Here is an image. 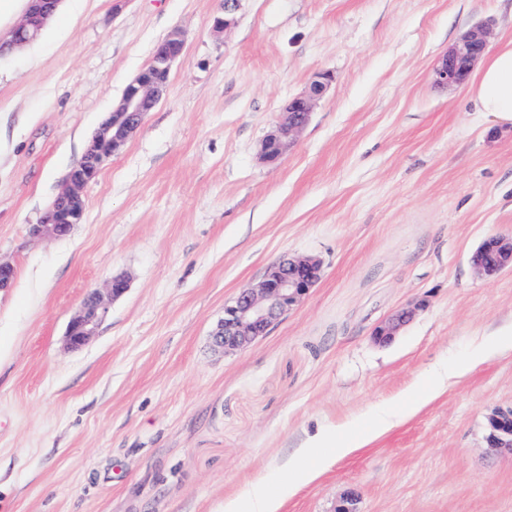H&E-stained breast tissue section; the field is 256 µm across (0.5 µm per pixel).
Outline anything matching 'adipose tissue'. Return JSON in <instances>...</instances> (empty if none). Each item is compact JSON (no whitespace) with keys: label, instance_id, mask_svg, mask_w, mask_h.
<instances>
[{"label":"adipose tissue","instance_id":"ef3b65f1","mask_svg":"<svg viewBox=\"0 0 512 512\" xmlns=\"http://www.w3.org/2000/svg\"><path fill=\"white\" fill-rule=\"evenodd\" d=\"M469 92L476 111L492 115L501 124L512 125V43L502 46L485 59L470 84ZM447 382V375H439L428 391L409 399L398 415L377 416L369 427L362 430L348 425L344 440H337L332 432L310 438L297 457L279 464L281 479L275 492L269 493L262 487H255L251 510H244L240 499L228 498L224 501V512H280L283 502L299 486L318 479L333 458L366 447L401 420L414 415Z\"/></svg>","mask_w":512,"mask_h":512}]
</instances>
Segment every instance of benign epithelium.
Returning <instances> with one entry per match:
<instances>
[{
  "instance_id": "7a95c632",
  "label": "benign epithelium",
  "mask_w": 512,
  "mask_h": 512,
  "mask_svg": "<svg viewBox=\"0 0 512 512\" xmlns=\"http://www.w3.org/2000/svg\"><path fill=\"white\" fill-rule=\"evenodd\" d=\"M238 0H224V16L217 17L213 29L225 31ZM59 0H30V6L13 32L11 46L20 47L35 41L46 21L55 13ZM491 38L486 24L472 27L441 59L432 73L433 82L442 87L466 83L477 61L484 55ZM185 40L175 31L159 41L150 63L125 87L110 116L94 133L81 165L72 169L63 191L56 197L54 212L40 224L30 225L34 237L65 236L72 226L82 223L85 212L84 190L94 182L103 164L118 154L142 124L146 114L165 96L171 67L183 56ZM331 75L317 73L305 92L285 105L284 118L261 144V156L268 163L278 161L308 124L317 102L326 93ZM470 263L480 277H493L505 269L512 270V235L493 236L484 240L472 253ZM321 275V263L310 256H284L273 263L264 278L251 288L241 290L224 306V318L212 336L215 348L224 353L240 351L265 336L271 325L297 305ZM127 283L114 278L107 294L92 290L84 299L67 330L70 347L78 349L95 335L97 326L108 314L105 296H121ZM426 302L416 308L394 311L373 332L376 343L386 345L399 335ZM488 447L512 449V407L498 410L488 418Z\"/></svg>"
}]
</instances>
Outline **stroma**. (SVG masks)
Masks as SVG:
<instances>
[{"label": "stroma", "mask_w": 512, "mask_h": 512, "mask_svg": "<svg viewBox=\"0 0 512 512\" xmlns=\"http://www.w3.org/2000/svg\"><path fill=\"white\" fill-rule=\"evenodd\" d=\"M62 31L0 58V512H224L307 436L367 425L445 366L419 412L300 486L281 512H512V450L488 416L512 406V271L470 255L512 233V129L467 88L432 80L472 26L512 41V0H68ZM168 90L84 191L83 221L31 238L88 139L172 31ZM333 80L276 163L285 101ZM322 273L267 335L211 345L225 304L283 255ZM127 291L82 348L86 294ZM428 306L393 343L374 328Z\"/></svg>", "instance_id": "obj_1"}]
</instances>
